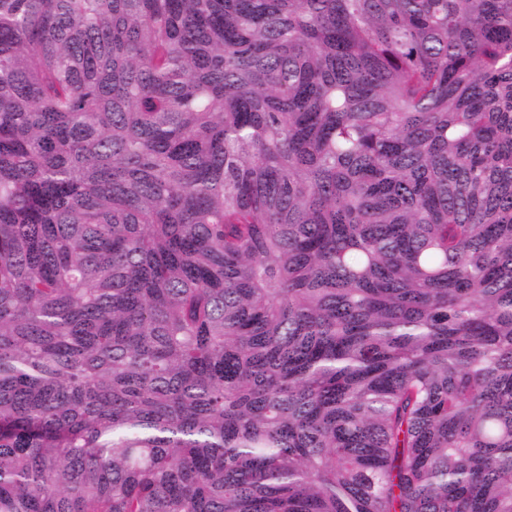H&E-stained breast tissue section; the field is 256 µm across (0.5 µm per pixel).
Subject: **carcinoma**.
I'll return each mask as SVG.
<instances>
[{
  "label": "carcinoma",
  "mask_w": 512,
  "mask_h": 512,
  "mask_svg": "<svg viewBox=\"0 0 512 512\" xmlns=\"http://www.w3.org/2000/svg\"><path fill=\"white\" fill-rule=\"evenodd\" d=\"M0 512H512V0H0Z\"/></svg>",
  "instance_id": "obj_1"
}]
</instances>
